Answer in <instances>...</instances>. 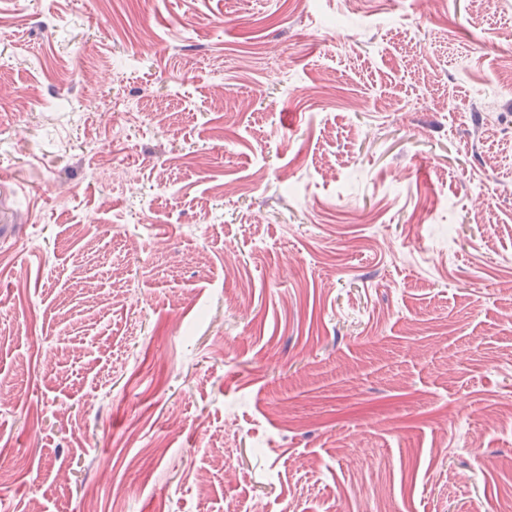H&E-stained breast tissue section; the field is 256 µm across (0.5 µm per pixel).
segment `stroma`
<instances>
[{
  "mask_svg": "<svg viewBox=\"0 0 512 512\" xmlns=\"http://www.w3.org/2000/svg\"><path fill=\"white\" fill-rule=\"evenodd\" d=\"M0 18V512H512V0Z\"/></svg>",
  "mask_w": 512,
  "mask_h": 512,
  "instance_id": "35a3bbf8",
  "label": "stroma"
}]
</instances>
